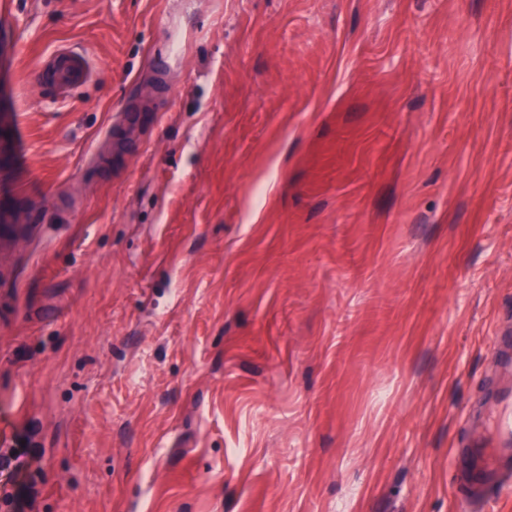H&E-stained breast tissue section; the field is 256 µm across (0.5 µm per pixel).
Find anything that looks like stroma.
<instances>
[{
	"mask_svg": "<svg viewBox=\"0 0 512 512\" xmlns=\"http://www.w3.org/2000/svg\"><path fill=\"white\" fill-rule=\"evenodd\" d=\"M4 2L0 512H469L454 451L512 382V0ZM17 42L12 31L0 29V165L18 168L22 162L24 130L15 114ZM2 121V132H1ZM40 73L44 82L61 96L70 95L89 77L86 58L75 49H60L46 56Z\"/></svg>",
	"mask_w": 512,
	"mask_h": 512,
	"instance_id": "1",
	"label": "stroma"
}]
</instances>
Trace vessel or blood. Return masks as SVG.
Returning a JSON list of instances; mask_svg holds the SVG:
<instances>
[{"instance_id": "b4317fda", "label": "vessel or blood", "mask_w": 512, "mask_h": 512, "mask_svg": "<svg viewBox=\"0 0 512 512\" xmlns=\"http://www.w3.org/2000/svg\"><path fill=\"white\" fill-rule=\"evenodd\" d=\"M17 42L9 28L0 29V163L20 167L24 130L15 113V60ZM45 83L57 94L70 95L89 77L84 55L74 49H60L46 56L40 66ZM495 416L492 427L495 446L489 463L477 467L470 463L466 450H459L458 485L461 493L479 508H487L496 499L495 488L503 478H512V388L495 385L487 388Z\"/></svg>"}]
</instances>
